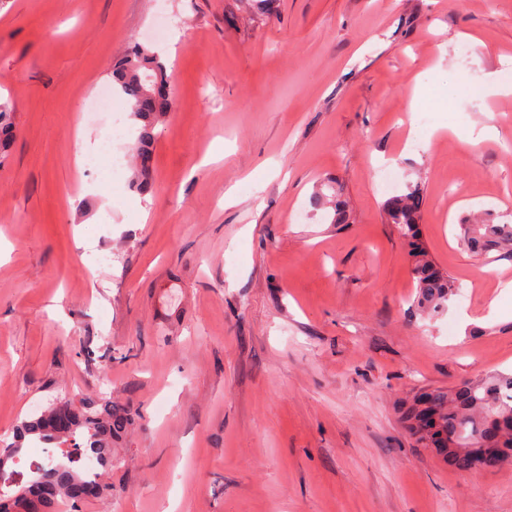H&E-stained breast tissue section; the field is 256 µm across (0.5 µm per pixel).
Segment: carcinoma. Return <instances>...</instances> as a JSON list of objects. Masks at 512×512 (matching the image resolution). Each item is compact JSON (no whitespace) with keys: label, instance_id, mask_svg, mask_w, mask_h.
I'll return each mask as SVG.
<instances>
[{"label":"carcinoma","instance_id":"1","mask_svg":"<svg viewBox=\"0 0 512 512\" xmlns=\"http://www.w3.org/2000/svg\"><path fill=\"white\" fill-rule=\"evenodd\" d=\"M115 92L125 99L137 120L131 150L136 165L132 185L142 194L152 192V147L155 127L166 117L172 92L167 69L160 56L136 43L125 50L110 70ZM13 112L0 102V155L13 139ZM423 195L417 185L389 198L384 206L387 223L393 225L408 246L411 274L416 283V304L436 310L453 295L455 283L430 256L420 228ZM314 205L333 209L331 223H348L341 193L314 197ZM463 244L477 258L497 254L512 256V224H489L486 219L463 225ZM405 422L409 432L444 462L463 473L475 471L472 448H492L484 467L492 472L512 459L499 448L512 451V373H496L460 384L452 392L435 389L414 399ZM131 424L127 410L103 398L87 396L74 402H51L35 418L21 422L9 443L0 442V512H79V504L112 493L104 471L112 466V441ZM28 438L52 449L46 464L37 465L27 478L5 472L7 463L21 461ZM96 469H86L87 462Z\"/></svg>","mask_w":512,"mask_h":512}]
</instances>
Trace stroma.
Listing matches in <instances>:
<instances>
[{
	"instance_id": "stroma-1",
	"label": "stroma",
	"mask_w": 512,
	"mask_h": 512,
	"mask_svg": "<svg viewBox=\"0 0 512 512\" xmlns=\"http://www.w3.org/2000/svg\"><path fill=\"white\" fill-rule=\"evenodd\" d=\"M135 42L176 101L148 197L76 163ZM511 66L512 0H0V437L56 397L130 410L80 512H512V463L456 471L401 421L512 372V257L459 238L512 223V93L487 85ZM330 182L348 223L311 204ZM411 183L456 283L436 312L384 221ZM13 114L8 102H0V157L9 150L13 139Z\"/></svg>"
}]
</instances>
